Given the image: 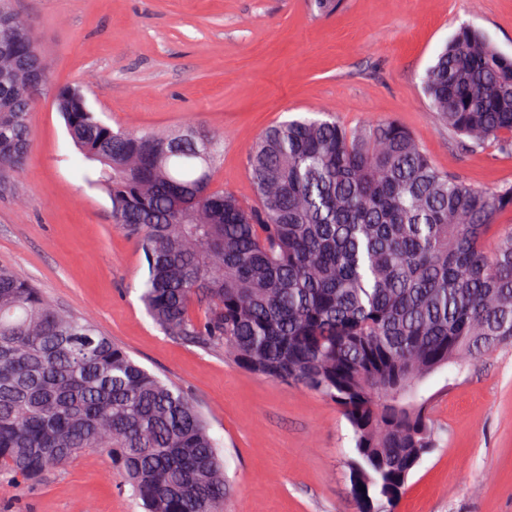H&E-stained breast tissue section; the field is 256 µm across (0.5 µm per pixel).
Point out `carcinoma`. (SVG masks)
<instances>
[{"label":"carcinoma","instance_id":"1","mask_svg":"<svg viewBox=\"0 0 512 512\" xmlns=\"http://www.w3.org/2000/svg\"><path fill=\"white\" fill-rule=\"evenodd\" d=\"M34 82L50 83L38 44L0 0L1 183L29 148ZM421 83L464 145L512 151V59L480 31L461 26ZM54 103L145 257L152 322L336 403L360 512H394L441 441L427 381L512 348V224L495 223L512 183L448 174L393 120L303 116L256 138L245 199L213 186L222 135L115 131L69 87ZM89 451L144 512H223L224 457L186 393L1 267L0 474L31 486Z\"/></svg>","mask_w":512,"mask_h":512}]
</instances>
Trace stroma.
I'll use <instances>...</instances> for the list:
<instances>
[{"label": "stroma", "instance_id": "35a3bbf8", "mask_svg": "<svg viewBox=\"0 0 512 512\" xmlns=\"http://www.w3.org/2000/svg\"><path fill=\"white\" fill-rule=\"evenodd\" d=\"M56 85L118 128L224 135L214 183L249 198V147L269 125L328 112L355 127L391 118L441 169L476 187L512 183V154L473 149L429 111L420 76L463 24L512 55V0H12ZM31 147L0 190V266L84 317L199 406L224 455V512H357L349 427L335 403L164 335L139 287L146 262L108 194L83 182L52 92L29 115ZM442 440L396 512H512V350L429 384ZM0 512H143L103 453L40 484L0 478Z\"/></svg>", "mask_w": 512, "mask_h": 512}]
</instances>
